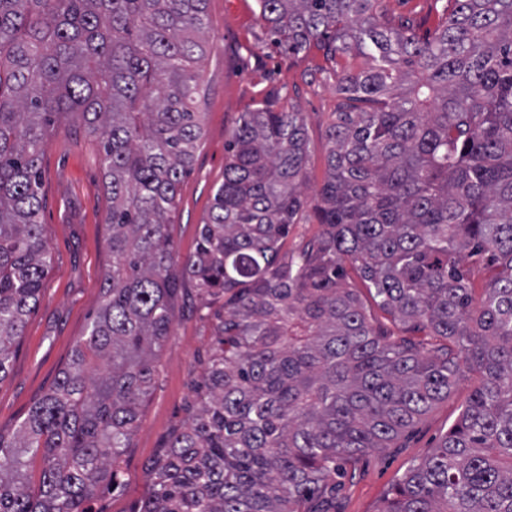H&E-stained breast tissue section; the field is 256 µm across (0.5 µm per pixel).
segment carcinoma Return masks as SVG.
Wrapping results in <instances>:
<instances>
[{
    "mask_svg": "<svg viewBox=\"0 0 512 512\" xmlns=\"http://www.w3.org/2000/svg\"><path fill=\"white\" fill-rule=\"evenodd\" d=\"M206 2L0 0V382L50 267L40 160L63 119L99 141L112 254L88 335L0 433V512H88L112 484L184 279L224 314L136 512H331L341 465L394 447L466 370L458 418L381 512H512V0H446L425 37L383 0H257L288 54L320 44L367 64L336 77L314 201L303 113L263 104L225 145L182 258L169 225L203 133ZM310 210L319 232L282 252ZM467 258L489 272L478 298Z\"/></svg>",
    "mask_w": 512,
    "mask_h": 512,
    "instance_id": "carcinoma-1",
    "label": "carcinoma"
}]
</instances>
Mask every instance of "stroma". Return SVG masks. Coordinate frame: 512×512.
<instances>
[{
  "mask_svg": "<svg viewBox=\"0 0 512 512\" xmlns=\"http://www.w3.org/2000/svg\"><path fill=\"white\" fill-rule=\"evenodd\" d=\"M385 6L388 16L413 18L421 35L434 32L439 23L434 0H385ZM206 11V53L198 64L203 136L170 217V234L183 257L194 252L198 228L224 179V144L241 113L263 102L278 109L297 103L311 143L305 192L315 195L326 176L325 130L343 102L336 75L364 65L351 53L329 58L314 47L294 57L272 47L257 0H207ZM40 167L41 221L51 265L40 303L15 346L11 372L0 382V433L5 435L53 385L87 334L112 261L106 224L110 203L96 139L78 123L60 124L48 139ZM175 314L174 334L158 355L154 386L130 446L118 460L116 485L95 491L88 503L91 512H134L150 492V465L197 405L195 384L216 346V319L188 284L181 287ZM472 383V376H465L396 447L370 451L347 464L345 476L336 481L337 512H380L395 482L455 422Z\"/></svg>",
  "mask_w": 512,
  "mask_h": 512,
  "instance_id": "stroma-1",
  "label": "stroma"
}]
</instances>
